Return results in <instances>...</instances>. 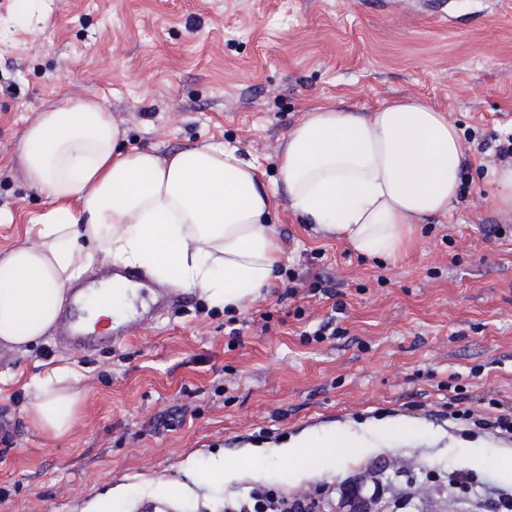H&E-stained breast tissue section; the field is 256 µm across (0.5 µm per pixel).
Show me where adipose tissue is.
<instances>
[{"mask_svg":"<svg viewBox=\"0 0 512 512\" xmlns=\"http://www.w3.org/2000/svg\"><path fill=\"white\" fill-rule=\"evenodd\" d=\"M123 138L95 99L61 98L25 130L20 159L50 206L27 227L32 244L0 259V341L22 346L44 336L68 288L101 255L228 310L271 284L282 256L256 160L228 144L161 155L126 148ZM461 155L457 126L418 98L367 114L314 103L288 133L276 183L301 223L323 226L365 256L394 259L414 248L417 224L450 212ZM138 297L127 280H105L84 295L88 324L123 322ZM77 376L63 367L32 381L27 415L43 432L71 429L78 398L64 384ZM412 429L391 418L361 434L306 433L272 453L252 449L248 471L262 476L275 457L288 461L284 476L295 482Z\"/></svg>","mask_w":512,"mask_h":512,"instance_id":"ef3b65f1","label":"adipose tissue"}]
</instances>
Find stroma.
<instances>
[{
  "mask_svg": "<svg viewBox=\"0 0 512 512\" xmlns=\"http://www.w3.org/2000/svg\"><path fill=\"white\" fill-rule=\"evenodd\" d=\"M0 257L25 242L49 205L19 159L22 134L61 97L96 98L129 147L161 154L227 143L267 179L289 130L313 102L368 110L398 97L447 112L470 164L451 213L427 219L414 252L392 262L355 252L294 217L276 189L284 260L270 288L238 310L197 293L178 311L119 325V345L56 351L50 336L0 341V415L19 423L0 452V512H86L122 486L138 512L167 481L175 512H222L255 486L251 449L305 432L363 431L392 417L417 432L299 482L324 512L361 486L392 512H498L505 438L449 420L512 406V209L483 179L485 149L512 127V7L507 0H0ZM306 287L285 293L292 274ZM323 281L335 299L311 294ZM334 319L336 333L307 339ZM77 368L78 417L64 436L31 424L33 378ZM484 442L471 467L465 447ZM239 466L207 481L215 455Z\"/></svg>",
  "mask_w": 512,
  "mask_h": 512,
  "instance_id": "stroma-1",
  "label": "stroma"
}]
</instances>
